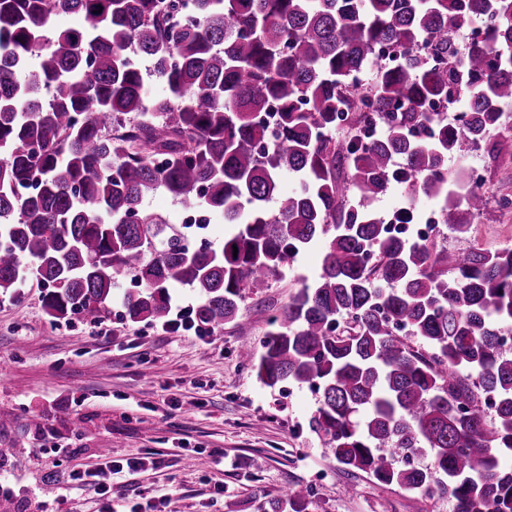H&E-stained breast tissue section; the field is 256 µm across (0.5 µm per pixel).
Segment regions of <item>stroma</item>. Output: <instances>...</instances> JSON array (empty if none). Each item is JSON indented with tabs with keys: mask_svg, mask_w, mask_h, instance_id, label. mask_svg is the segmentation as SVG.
Wrapping results in <instances>:
<instances>
[{
	"mask_svg": "<svg viewBox=\"0 0 512 512\" xmlns=\"http://www.w3.org/2000/svg\"><path fill=\"white\" fill-rule=\"evenodd\" d=\"M482 167L489 202L467 237L442 234L454 249L512 246V139L450 156L449 169ZM312 247L266 283L246 289L237 322L217 336L132 323L119 297L95 322H54L29 281L0 295V499L16 512H98L94 488L69 482L94 472L103 452L121 460L151 453L164 466L112 482L115 505L134 488L148 512H262L287 487L313 491L309 512H453L449 494L406 493L339 465L310 427L319 397L295 382L270 388L239 356L261 344L304 279L318 275Z\"/></svg>",
	"mask_w": 512,
	"mask_h": 512,
	"instance_id": "stroma-1",
	"label": "stroma"
}]
</instances>
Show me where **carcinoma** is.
Listing matches in <instances>:
<instances>
[{"label": "carcinoma", "instance_id": "carcinoma-1", "mask_svg": "<svg viewBox=\"0 0 512 512\" xmlns=\"http://www.w3.org/2000/svg\"><path fill=\"white\" fill-rule=\"evenodd\" d=\"M174 10L0 0V293L29 266L52 320L95 322L130 274L127 320L166 323L170 288L190 286L194 323L219 330L245 289L319 244L321 272L260 354L242 349L257 378L318 394L311 427L344 469L448 493L453 512H512L501 463L512 455V246L399 240L371 208L397 186L469 233L486 190L448 156L476 140L494 149L509 130L512 0H194L183 22ZM71 13L82 27L57 28ZM470 22L483 36L459 49ZM384 44L399 61L376 63L369 86L353 81ZM132 50L163 96L148 94ZM442 99L464 104L463 124L426 112ZM284 173L300 188L282 192ZM35 174L36 194L23 195ZM158 190L224 216L223 246L145 212ZM424 450L430 467L398 465ZM311 504L312 490L293 487L265 512Z\"/></svg>", "mask_w": 512, "mask_h": 512}]
</instances>
